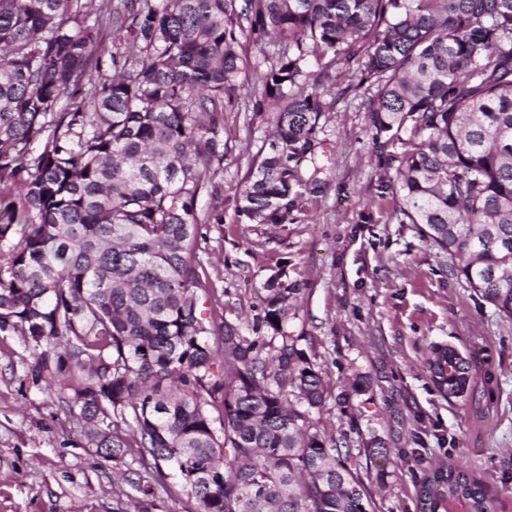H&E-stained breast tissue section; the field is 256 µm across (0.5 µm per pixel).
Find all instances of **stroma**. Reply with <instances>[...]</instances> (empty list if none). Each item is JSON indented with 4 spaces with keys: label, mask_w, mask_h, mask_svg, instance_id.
I'll return each mask as SVG.
<instances>
[{
    "label": "stroma",
    "mask_w": 512,
    "mask_h": 512,
    "mask_svg": "<svg viewBox=\"0 0 512 512\" xmlns=\"http://www.w3.org/2000/svg\"><path fill=\"white\" fill-rule=\"evenodd\" d=\"M355 69L324 85L336 102L316 164L322 193L305 195L285 224L238 213L250 161L268 146L270 113L224 115V171L198 199L197 253L213 295L204 306L241 336L262 325L270 276L285 270L299 299L287 329L320 367L329 398L320 433L361 449L373 512H417L416 488L431 468L469 470L512 512V319L496 314L417 226L399 223L374 152ZM457 349L468 367L458 397L444 398L425 361ZM19 336L0 335V512H131L113 463L85 447L78 417L33 384Z\"/></svg>",
    "instance_id": "35a3bbf8"
}]
</instances>
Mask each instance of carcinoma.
I'll list each match as a JSON object with an SVG mask.
<instances>
[{
	"label": "carcinoma",
	"instance_id": "obj_1",
	"mask_svg": "<svg viewBox=\"0 0 512 512\" xmlns=\"http://www.w3.org/2000/svg\"><path fill=\"white\" fill-rule=\"evenodd\" d=\"M92 0H0V333L32 382L79 412L150 512L140 469L176 478L194 512H369L353 449L314 429L321 370L285 330L300 292L267 283L270 341L227 339L201 309L202 190L224 170L242 39L273 113L239 212L285 224L318 194L322 80L356 64L383 193L512 319V0H113L112 74L85 87ZM80 99L66 107L63 98ZM448 348L425 361L446 397ZM220 426H215V421ZM138 468H133V465ZM493 512L490 489L437 466L419 512Z\"/></svg>",
	"mask_w": 512,
	"mask_h": 512
}]
</instances>
